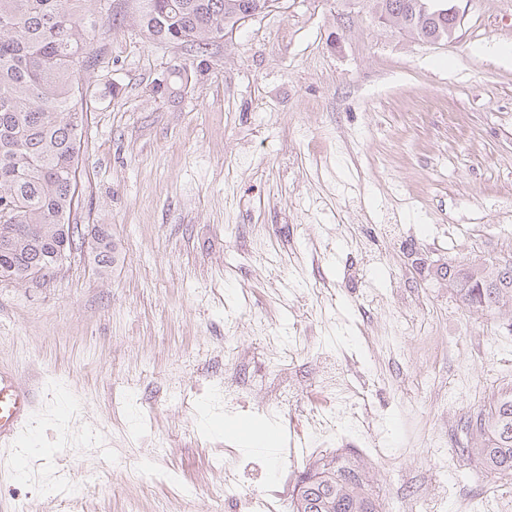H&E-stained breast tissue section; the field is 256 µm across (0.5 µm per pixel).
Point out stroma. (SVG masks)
<instances>
[{
    "label": "stroma",
    "mask_w": 512,
    "mask_h": 512,
    "mask_svg": "<svg viewBox=\"0 0 512 512\" xmlns=\"http://www.w3.org/2000/svg\"><path fill=\"white\" fill-rule=\"evenodd\" d=\"M456 5L426 45L366 0H277L195 54L114 0L83 74L80 236L40 282L0 281V366L36 392L0 512H252L340 407L323 365L352 413L323 454L362 451L392 501L512 512V476L473 482L457 452L512 388V313L470 312L447 275L512 255V0ZM277 370L295 404L275 415Z\"/></svg>",
    "instance_id": "stroma-1"
}]
</instances>
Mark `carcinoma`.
<instances>
[{
    "label": "carcinoma",
    "instance_id": "carcinoma-1",
    "mask_svg": "<svg viewBox=\"0 0 512 512\" xmlns=\"http://www.w3.org/2000/svg\"><path fill=\"white\" fill-rule=\"evenodd\" d=\"M96 0H0V238L15 227L13 243L0 244V270L18 279L29 269H55L50 255L70 251L56 225L71 223L78 205V131L88 112L80 71L89 32L99 15ZM139 23L150 38L202 53L249 13L262 14L272 0H137ZM428 0H371L376 19L411 39L448 41V14L426 9ZM98 264L112 254L103 227L96 229ZM448 283L462 305L494 315L512 303V262L498 257L448 268ZM472 439L461 452L477 458L480 476L512 474V389L476 412ZM382 502L359 461L322 457L298 482L295 512H382Z\"/></svg>",
    "mask_w": 512,
    "mask_h": 512
}]
</instances>
